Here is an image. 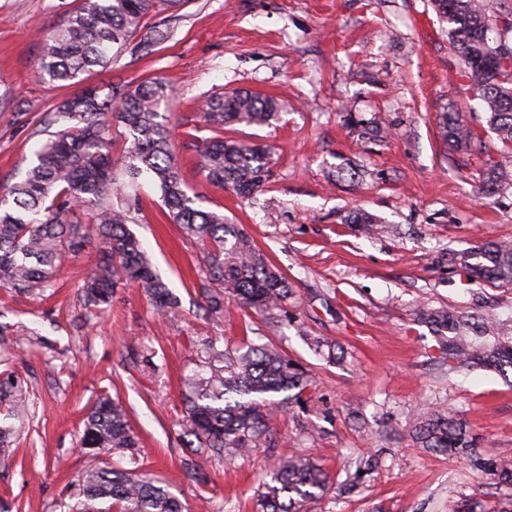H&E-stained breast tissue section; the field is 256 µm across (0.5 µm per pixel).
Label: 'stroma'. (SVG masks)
<instances>
[{"mask_svg":"<svg viewBox=\"0 0 512 512\" xmlns=\"http://www.w3.org/2000/svg\"><path fill=\"white\" fill-rule=\"evenodd\" d=\"M80 0H0V187L13 183L44 112L74 87L37 81L41 37ZM152 24L167 38L153 53L123 52L87 81L102 87L160 77L173 91L171 126L196 208L243 225L293 293L276 321L225 300L204 307L207 246L165 214L150 185L131 230L179 300L157 315L135 284L112 302L85 305L81 286L96 246L70 262L42 296L0 288V372L21 376L29 422L0 459V502L11 512H70L81 475L104 457L78 446L97 397L124 406L144 452L142 468L190 512H256L273 465L306 455L332 487L311 512H512V494L466 460L411 439L417 409H452L475 448L512 459V378L488 369L449 373L423 308L512 319V288L473 277L461 254L512 242V183L479 191L500 143L456 70L448 26L429 0H188ZM249 89L277 99V120L236 125L234 136L272 145L270 178L242 199L200 173L210 95ZM451 106L481 137L478 151L445 145L435 115ZM390 226L368 236L350 219ZM277 347L311 379L301 398L279 393L274 443L234 460L183 466L181 380L204 345ZM334 344L328 358L316 341Z\"/></svg>","mask_w":512,"mask_h":512,"instance_id":"obj_1","label":"stroma"}]
</instances>
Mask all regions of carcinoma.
Returning a JSON list of instances; mask_svg holds the SVG:
<instances>
[{"label":"carcinoma","mask_w":512,"mask_h":512,"mask_svg":"<svg viewBox=\"0 0 512 512\" xmlns=\"http://www.w3.org/2000/svg\"><path fill=\"white\" fill-rule=\"evenodd\" d=\"M184 0H81L45 39L38 78L64 86L81 84L94 67H105L126 49L148 55L166 34L149 20L161 11L178 10ZM449 25L450 50L459 73L480 100L486 123L497 133L500 159H488L483 185L494 189L512 180V9L493 10L490 0H430ZM144 35L137 43L132 38ZM171 97L158 79L136 85L85 86L56 110L45 113L44 128L60 119L71 124L36 144L18 180L0 196V287L37 294L53 274L79 254L92 238L102 245L101 258L88 272L83 296L88 306L112 302L122 281L143 288L156 313L169 315L177 297L154 271L141 240L130 231L138 210L140 179L160 193L168 216L187 236L211 244L207 275L216 291L208 296L211 313L224 312V295L246 309L269 317L282 308L291 288L243 228L224 214L193 207L175 140L165 113ZM276 99L249 90L209 97L203 105L213 136L203 141L201 172L205 179L247 198L268 179L269 148L224 136L236 124L264 125L278 114ZM126 129L130 146L113 149L112 127ZM442 137L457 151L480 141L459 112L448 107L437 115ZM460 261L476 278L512 286V244L486 242ZM421 321L440 334L448 369L480 366L501 374L512 371V335L498 324L454 309H422ZM305 372L279 350L251 347L240 353L208 345L199 369L184 380L191 455L186 469L198 471V458L232 460L272 442L270 423L278 402L268 398L304 389ZM24 383L8 374L0 380V451L9 447L28 420ZM413 439L423 448L466 458L486 469L502 486H512V461H487L472 453L466 427L445 410H424L416 418ZM80 447L92 454L115 453L136 460L139 440L125 410L109 396L89 409ZM330 477L306 457L279 460L263 483L258 512H308L309 504L328 492ZM72 512H188L180 498L133 469L106 467L85 473Z\"/></svg>","instance_id":"cac0c4a2"}]
</instances>
